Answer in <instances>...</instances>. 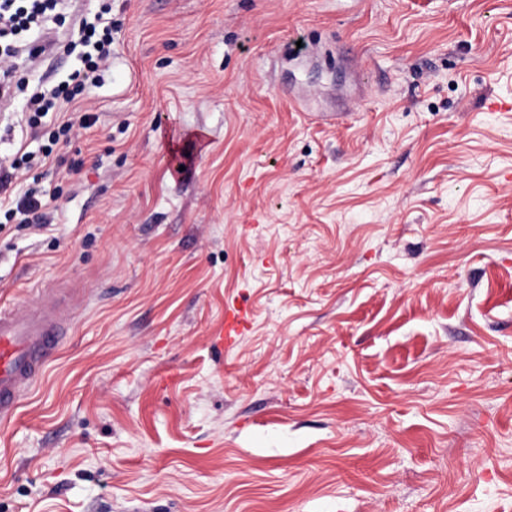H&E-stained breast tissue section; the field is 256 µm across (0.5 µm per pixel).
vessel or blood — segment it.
Masks as SVG:
<instances>
[{
    "mask_svg": "<svg viewBox=\"0 0 512 512\" xmlns=\"http://www.w3.org/2000/svg\"><path fill=\"white\" fill-rule=\"evenodd\" d=\"M72 309L56 287L41 289L35 303L0 309V423L11 421L21 401L43 376L62 336L72 328ZM248 325L247 313L226 310L223 341L234 345Z\"/></svg>",
    "mask_w": 512,
    "mask_h": 512,
    "instance_id": "vessel-or-blood-1",
    "label": "vessel or blood"
}]
</instances>
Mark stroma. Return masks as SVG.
Returning <instances> with one entry per match:
<instances>
[{
  "mask_svg": "<svg viewBox=\"0 0 512 512\" xmlns=\"http://www.w3.org/2000/svg\"><path fill=\"white\" fill-rule=\"evenodd\" d=\"M100 6L60 0L17 78L68 80ZM112 21L43 138L0 108L5 165L95 118L9 189L49 227L0 231V305L76 310L0 429V512H512V0ZM103 2L94 21L82 20L79 23V45L82 52L83 67L75 71L70 81L79 86L97 85L101 82V74L112 57V18H106L112 11L110 0ZM247 312L236 306L234 309H227L224 317V336H219L227 346H233L247 329Z\"/></svg>",
  "mask_w": 512,
  "mask_h": 512,
  "instance_id": "35a3bbf8",
  "label": "stroma"
}]
</instances>
